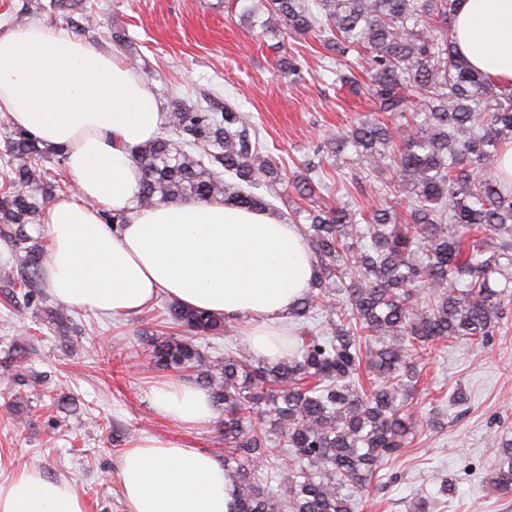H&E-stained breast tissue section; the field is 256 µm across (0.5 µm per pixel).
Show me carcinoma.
I'll return each instance as SVG.
<instances>
[{
    "label": "carcinoma",
    "mask_w": 512,
    "mask_h": 512,
    "mask_svg": "<svg viewBox=\"0 0 512 512\" xmlns=\"http://www.w3.org/2000/svg\"><path fill=\"white\" fill-rule=\"evenodd\" d=\"M458 0H257L242 15H267L288 36L311 35L349 65L327 67L338 90L362 93L373 113L313 152L342 156L383 173L395 169L406 220L389 207L368 213L338 198L296 207L314 261L312 290L292 312L288 352L271 363L241 350L203 354L195 340L218 338L231 320L171 303L167 320L188 336L146 328L157 366L193 369L224 408V468L234 512H357L358 493L408 447L411 389L421 371L411 356L465 338L480 347L500 325L512 292V184L497 175L512 147V85L473 70L456 50ZM61 17L84 0H54ZM435 23L437 34L423 31ZM401 125H391L392 119ZM0 185V239L17 281L38 287L46 248L27 232L44 201L63 190L65 150L11 130ZM142 173L136 207L221 200L273 210L251 191L281 182L258 127L233 104L177 99L161 135L135 152ZM229 179H224L223 175ZM372 374L360 382L361 366ZM512 494V447L488 477Z\"/></svg>",
    "instance_id": "1"
}]
</instances>
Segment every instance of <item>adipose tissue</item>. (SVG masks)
<instances>
[{
    "label": "adipose tissue",
    "instance_id": "ef3b65f1",
    "mask_svg": "<svg viewBox=\"0 0 512 512\" xmlns=\"http://www.w3.org/2000/svg\"><path fill=\"white\" fill-rule=\"evenodd\" d=\"M455 46L474 69L512 82V0H459ZM0 112L16 127L66 151L74 194L46 215V285L63 306L104 316L141 312L159 293L185 307L246 323L244 342L280 357L277 340L310 290L311 253L295 225L219 200L135 205V149L165 115L117 56L55 28L31 24L0 34ZM125 214L111 226L102 208ZM158 414L184 427L210 422L211 397L189 383L153 388ZM127 512H231L223 465L180 437L139 438L119 467ZM0 512H86L74 485L24 469L0 481Z\"/></svg>",
    "mask_w": 512,
    "mask_h": 512
}]
</instances>
